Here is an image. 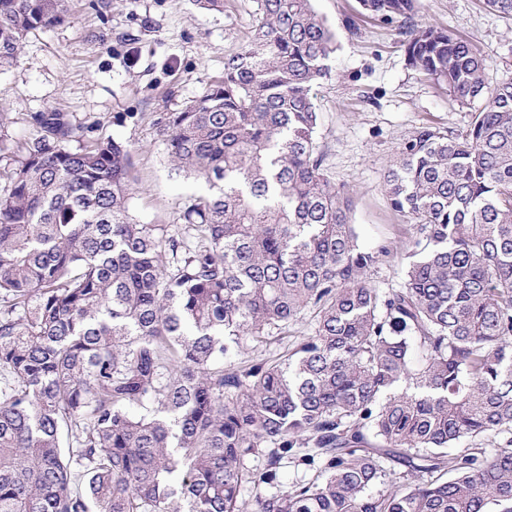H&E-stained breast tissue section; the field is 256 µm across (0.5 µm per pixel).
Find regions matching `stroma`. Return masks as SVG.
Here are the masks:
<instances>
[{
	"label": "stroma",
	"mask_w": 512,
	"mask_h": 512,
	"mask_svg": "<svg viewBox=\"0 0 512 512\" xmlns=\"http://www.w3.org/2000/svg\"><path fill=\"white\" fill-rule=\"evenodd\" d=\"M69 0L62 23L31 34L17 64L0 71V131L8 147L33 133L35 112H62L86 138H113L132 149L133 214L172 224L207 187L176 174L159 120L202 95L244 49L258 0H224L220 12L194 0ZM420 23L471 40L489 84L512 78V21L483 0H422ZM336 36L329 74L313 87L317 141L332 183L350 189L358 242L400 249L411 235L392 210L384 180L395 148L424 127L455 136L467 109L411 68L394 27L365 14L358 0H313Z\"/></svg>",
	"instance_id": "stroma-1"
}]
</instances>
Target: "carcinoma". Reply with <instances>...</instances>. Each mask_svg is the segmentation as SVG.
Returning <instances> with one entry per match:
<instances>
[{
  "label": "carcinoma",
  "instance_id": "cac0c4a2",
  "mask_svg": "<svg viewBox=\"0 0 512 512\" xmlns=\"http://www.w3.org/2000/svg\"><path fill=\"white\" fill-rule=\"evenodd\" d=\"M359 5L471 109L387 165L398 288L368 281L392 250L358 243L322 168L313 0H260L250 45L167 113L174 170L208 186L177 224L138 220L130 147L62 112L0 139V512H512V78L489 86L419 0ZM65 11L0 0V70ZM308 312L278 361H236ZM285 459L314 476L269 494Z\"/></svg>",
  "mask_w": 512,
  "mask_h": 512
}]
</instances>
